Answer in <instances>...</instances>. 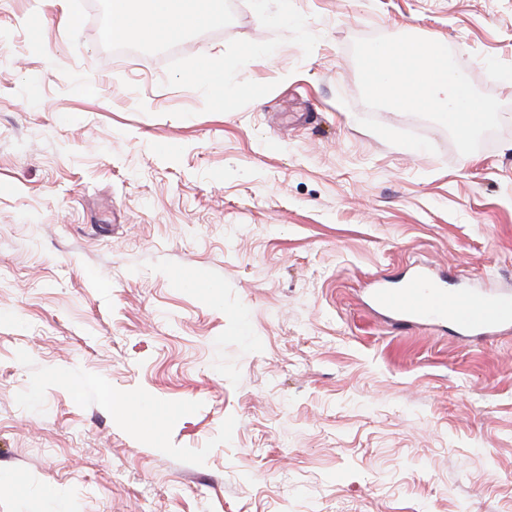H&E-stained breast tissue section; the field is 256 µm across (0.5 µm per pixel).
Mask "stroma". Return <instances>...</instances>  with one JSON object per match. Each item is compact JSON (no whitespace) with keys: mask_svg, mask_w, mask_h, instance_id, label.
<instances>
[{"mask_svg":"<svg viewBox=\"0 0 512 512\" xmlns=\"http://www.w3.org/2000/svg\"><path fill=\"white\" fill-rule=\"evenodd\" d=\"M108 19L0 0V512H512V331L365 305L512 287V0H224L127 56ZM375 35L450 48L499 131L370 111ZM236 63L233 59L225 58L224 61H215L208 56L202 57L196 68V76L193 84L196 87H205L213 93L216 90H226L228 75L234 71ZM369 298L397 327L449 324L466 342L512 327V293L450 289L447 280L425 267L398 281L377 282Z\"/></svg>","mask_w":512,"mask_h":512,"instance_id":"obj_1","label":"stroma"}]
</instances>
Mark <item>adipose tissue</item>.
I'll use <instances>...</instances> for the list:
<instances>
[{
    "mask_svg": "<svg viewBox=\"0 0 512 512\" xmlns=\"http://www.w3.org/2000/svg\"><path fill=\"white\" fill-rule=\"evenodd\" d=\"M223 0H110L115 40L176 37L220 17Z\"/></svg>",
    "mask_w": 512,
    "mask_h": 512,
    "instance_id": "1",
    "label": "adipose tissue"
}]
</instances>
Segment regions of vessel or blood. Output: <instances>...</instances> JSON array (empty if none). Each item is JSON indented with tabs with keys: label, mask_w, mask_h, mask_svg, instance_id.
I'll return each mask as SVG.
<instances>
[{
	"label": "vessel or blood",
	"mask_w": 512,
	"mask_h": 512,
	"mask_svg": "<svg viewBox=\"0 0 512 512\" xmlns=\"http://www.w3.org/2000/svg\"><path fill=\"white\" fill-rule=\"evenodd\" d=\"M369 298L395 326L450 325L466 342L512 327V293L455 290L425 267L398 281L377 282Z\"/></svg>",
	"instance_id": "obj_1"
}]
</instances>
